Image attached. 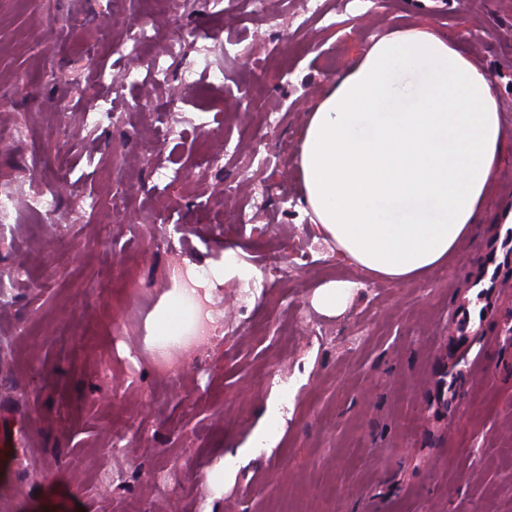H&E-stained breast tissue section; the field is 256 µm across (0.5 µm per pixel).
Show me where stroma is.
Masks as SVG:
<instances>
[{
    "label": "stroma",
    "instance_id": "stroma-1",
    "mask_svg": "<svg viewBox=\"0 0 512 512\" xmlns=\"http://www.w3.org/2000/svg\"><path fill=\"white\" fill-rule=\"evenodd\" d=\"M305 2L196 0L185 16L149 20L141 53L92 45L95 64L80 71L68 41L90 43L100 28L122 37L138 9L0 0V194L15 204L0 246L11 298L0 309V417L23 434L12 470H0V512H149L168 500L180 512H512V272L484 321L480 368L459 362L452 328L498 224L420 280L373 282L318 235L295 165L331 80L415 23L495 74L512 131V0H320L316 13ZM201 47L224 79L202 72L182 86ZM156 63L159 82L148 78ZM51 66L66 80L46 77ZM131 71L140 82H125ZM103 94L117 120L102 125ZM60 161L73 190L57 195L37 248L26 199L55 184ZM123 206L137 222L118 218ZM165 239L174 249L159 248ZM228 254L264 293L245 304L247 281L209 282L219 332L175 374L157 372L148 323L170 271ZM336 281L353 289L328 315L314 298ZM57 321L70 337L53 345L42 332ZM273 369L289 379V408L252 454L259 407L278 395L263 376Z\"/></svg>",
    "mask_w": 512,
    "mask_h": 512
}]
</instances>
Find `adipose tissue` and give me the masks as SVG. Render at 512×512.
Listing matches in <instances>:
<instances>
[{"mask_svg":"<svg viewBox=\"0 0 512 512\" xmlns=\"http://www.w3.org/2000/svg\"><path fill=\"white\" fill-rule=\"evenodd\" d=\"M512 134L486 70L425 24L380 36L307 114L296 160L318 232L374 279L410 282L447 263L492 208ZM187 289L152 314L149 345L178 342Z\"/></svg>","mask_w":512,"mask_h":512,"instance_id":"ef3b65f1","label":"adipose tissue"}]
</instances>
